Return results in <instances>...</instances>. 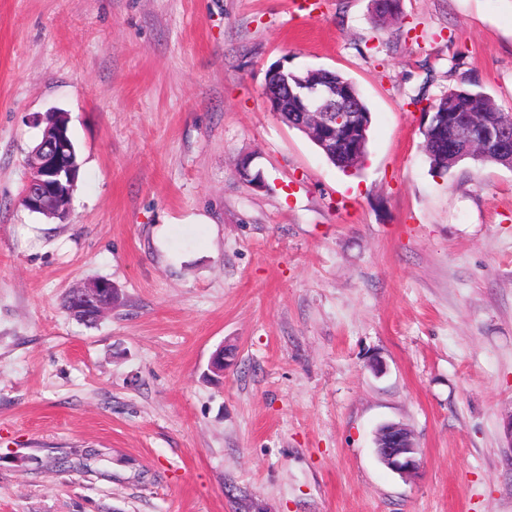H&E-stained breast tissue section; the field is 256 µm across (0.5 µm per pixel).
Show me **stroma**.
<instances>
[{
	"instance_id": "stroma-1",
	"label": "stroma",
	"mask_w": 512,
	"mask_h": 512,
	"mask_svg": "<svg viewBox=\"0 0 512 512\" xmlns=\"http://www.w3.org/2000/svg\"><path fill=\"white\" fill-rule=\"evenodd\" d=\"M279 63L355 83L360 169L271 111ZM466 80L512 108V0H0V512H512V168L433 175L409 102ZM59 110L61 219L18 204ZM75 294L80 298L72 309V316L81 314L84 317H97L112 309L116 301V289L112 282L106 279H97L84 286L74 289ZM380 459L390 470L409 477L416 474L421 465L419 448L412 432L398 423H387L377 430Z\"/></svg>"
}]
</instances>
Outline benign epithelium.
<instances>
[{
    "instance_id": "obj_1",
    "label": "benign epithelium",
    "mask_w": 512,
    "mask_h": 512,
    "mask_svg": "<svg viewBox=\"0 0 512 512\" xmlns=\"http://www.w3.org/2000/svg\"><path fill=\"white\" fill-rule=\"evenodd\" d=\"M266 95L274 101L279 112L288 111L289 99L297 98L302 104L297 125L304 124L317 131L319 145L327 154L336 152V133L352 123L356 116L353 99L340 95L336 86L327 82L305 84L295 90L288 83L280 82ZM511 123L510 112L505 123L483 130L478 141L455 126L448 133V153L463 154L480 147L512 159V134L508 129ZM27 166L29 176L24 194L27 207L64 217L71 200L70 185L78 167L66 128L59 127L47 133L32 150ZM74 292L79 301L72 314L87 318L103 317L116 301V289L106 279L94 280L75 288ZM377 439V453L386 467L404 477L419 471V448L407 427L398 423L384 424L377 430Z\"/></svg>"
}]
</instances>
